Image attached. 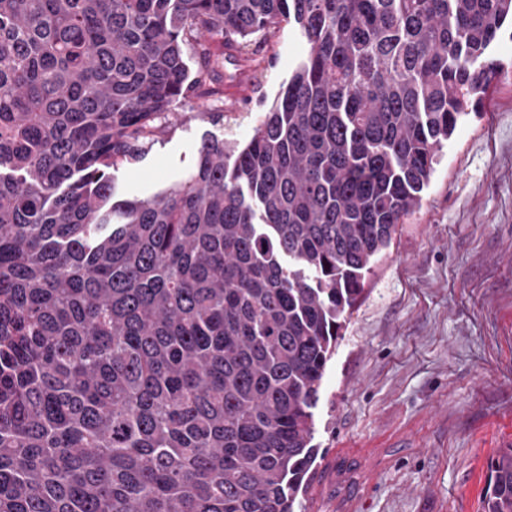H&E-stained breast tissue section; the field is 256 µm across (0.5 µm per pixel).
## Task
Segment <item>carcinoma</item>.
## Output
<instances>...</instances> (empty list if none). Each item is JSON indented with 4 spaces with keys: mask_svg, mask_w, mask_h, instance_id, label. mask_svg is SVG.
<instances>
[{
    "mask_svg": "<svg viewBox=\"0 0 512 512\" xmlns=\"http://www.w3.org/2000/svg\"><path fill=\"white\" fill-rule=\"evenodd\" d=\"M512 0H0V512H302L372 260ZM307 46L243 146L116 201L154 117ZM197 46L190 72L185 46ZM483 512H512V448Z\"/></svg>",
    "mask_w": 512,
    "mask_h": 512,
    "instance_id": "cac0c4a2",
    "label": "carcinoma"
}]
</instances>
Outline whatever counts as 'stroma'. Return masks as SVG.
<instances>
[{
	"label": "stroma",
	"mask_w": 512,
	"mask_h": 512,
	"mask_svg": "<svg viewBox=\"0 0 512 512\" xmlns=\"http://www.w3.org/2000/svg\"><path fill=\"white\" fill-rule=\"evenodd\" d=\"M251 48L265 59L258 89L156 119L140 158L114 172L121 197L185 180L205 134L249 141L307 52L286 26ZM490 53L502 75L444 143L328 364L304 512H482L490 462L512 446L511 28Z\"/></svg>",
	"instance_id": "35a3bbf8"
}]
</instances>
